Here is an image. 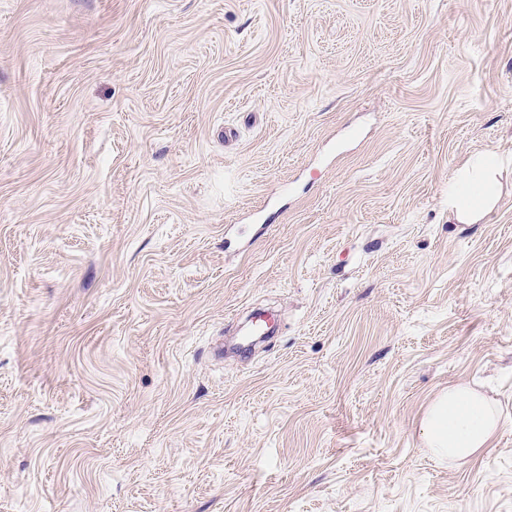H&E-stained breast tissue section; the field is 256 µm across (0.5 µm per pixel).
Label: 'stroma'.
Returning a JSON list of instances; mask_svg holds the SVG:
<instances>
[{
	"label": "stroma",
	"mask_w": 512,
	"mask_h": 512,
	"mask_svg": "<svg viewBox=\"0 0 512 512\" xmlns=\"http://www.w3.org/2000/svg\"><path fill=\"white\" fill-rule=\"evenodd\" d=\"M457 382L512 418V0H0V512H512ZM503 164L496 155L482 154L454 172L448 182V211L458 224H479L494 209ZM506 423L499 405L469 384L448 385L421 420L423 448L435 461L449 465L489 448Z\"/></svg>",
	"instance_id": "1"
}]
</instances>
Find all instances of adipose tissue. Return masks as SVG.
<instances>
[{
	"mask_svg": "<svg viewBox=\"0 0 512 512\" xmlns=\"http://www.w3.org/2000/svg\"><path fill=\"white\" fill-rule=\"evenodd\" d=\"M503 161L493 154L475 156L448 182V210L457 223L478 224L500 197ZM507 419L499 405L472 386L457 383L440 392L421 420L422 444L440 463L471 458L490 447Z\"/></svg>",
	"mask_w": 512,
	"mask_h": 512,
	"instance_id": "1",
	"label": "adipose tissue"
}]
</instances>
